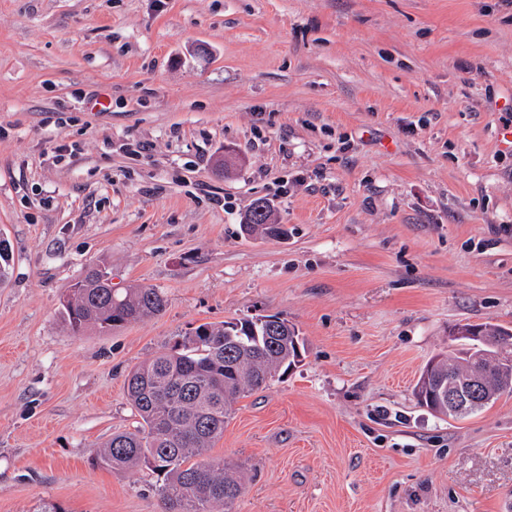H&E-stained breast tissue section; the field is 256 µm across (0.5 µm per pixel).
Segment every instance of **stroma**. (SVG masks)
I'll use <instances>...</instances> for the list:
<instances>
[{"label":"stroma","instance_id":"1","mask_svg":"<svg viewBox=\"0 0 512 512\" xmlns=\"http://www.w3.org/2000/svg\"><path fill=\"white\" fill-rule=\"evenodd\" d=\"M509 108L512 0H0V512H164L93 463L136 425L124 380L260 315L308 354L210 452L233 512H512V394H413L455 325L512 328ZM259 199L287 239L242 233ZM92 265L164 312L70 335Z\"/></svg>","mask_w":512,"mask_h":512}]
</instances>
